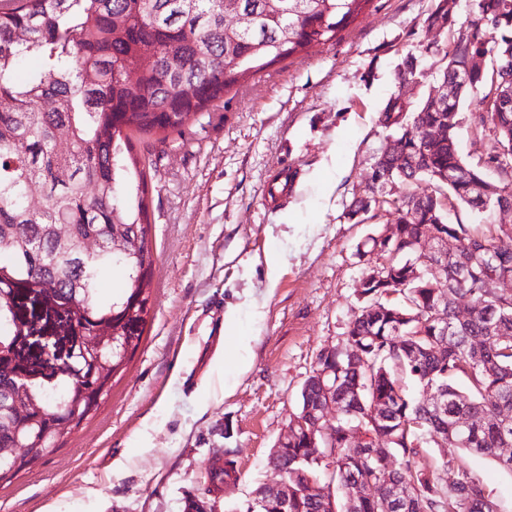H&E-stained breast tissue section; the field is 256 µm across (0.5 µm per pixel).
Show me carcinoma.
<instances>
[{"label": "carcinoma", "instance_id": "cac0c4a2", "mask_svg": "<svg viewBox=\"0 0 512 512\" xmlns=\"http://www.w3.org/2000/svg\"><path fill=\"white\" fill-rule=\"evenodd\" d=\"M370 2L284 0L272 14L265 0H0V325L9 327L0 331V394L22 375L28 385L21 412L0 414V458L24 449L14 469L0 468V481L54 453L141 341L152 253L145 168L132 135L185 137L191 118L241 80L336 41ZM473 6L475 19L462 21L457 0H437L425 19L456 34L446 50L435 49L450 96L411 105L394 95L379 116L400 151L376 158L380 181L366 186L347 218L362 224L379 205L396 216L395 232L380 264L376 238L358 245L366 265L358 312L333 344L336 356L316 357L289 417L297 434L278 457L288 468V512H329L320 488L332 492L335 512H385L375 492L381 474L415 490L392 512H506L455 449L438 459L431 453L436 438H446L512 474L501 459L512 448V290L491 287L512 281V228L487 224L475 235L446 210L450 196L470 209L512 207V105H501L512 90L501 71L502 60L512 62V0ZM226 13L252 24L227 31ZM480 52L487 65L469 69ZM28 58L39 67L19 81ZM226 58L236 62L228 74ZM470 96L481 110L467 119L490 142L475 164L462 158L456 137ZM62 140L71 144L66 152L56 150ZM449 170L459 179L446 181ZM399 181L418 189L398 194ZM32 183L42 188L35 204ZM58 224L70 225L68 240L57 237ZM436 230L457 251L432 272L416 261L415 244ZM90 239L101 247L85 251ZM488 252L492 260H477ZM116 264L125 270L123 290L103 299L100 273ZM27 291L77 304L75 321L88 335L64 368L37 364L18 347L26 314L17 300ZM462 299L471 311L464 323L454 318ZM354 346L363 358L346 354ZM326 369L336 374L321 377ZM325 384L336 385L346 412L323 433L313 410ZM430 391L441 396L437 409ZM353 427L364 439L350 446ZM448 469L457 484L442 479Z\"/></svg>", "mask_w": 512, "mask_h": 512}]
</instances>
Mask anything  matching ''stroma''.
Returning a JSON list of instances; mask_svg holds the SVG:
<instances>
[{
    "label": "stroma",
    "mask_w": 512,
    "mask_h": 512,
    "mask_svg": "<svg viewBox=\"0 0 512 512\" xmlns=\"http://www.w3.org/2000/svg\"><path fill=\"white\" fill-rule=\"evenodd\" d=\"M433 4L372 0L338 41L275 63L193 117L191 137L137 141L154 252L141 343L54 454L0 481V512H183L186 498L208 496L216 450L238 469L216 512H246L279 480L268 457L319 350L358 309L357 246L393 221L346 217L387 143L379 115L392 94L415 101L437 85L432 50L453 38L427 27ZM410 55L421 73L404 82ZM282 166L301 170L296 197L271 209L265 185ZM239 334L250 343L236 354Z\"/></svg>",
    "instance_id": "1"
}]
</instances>
